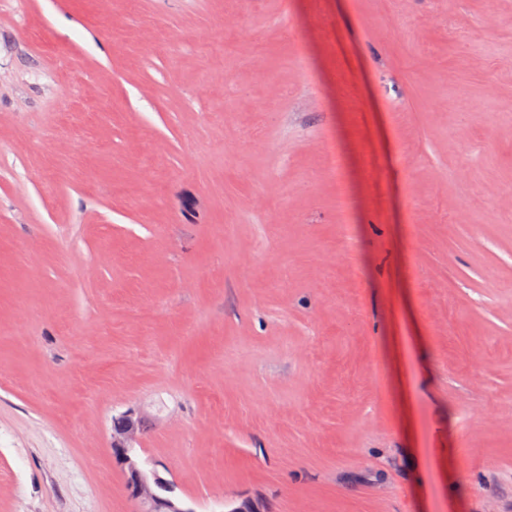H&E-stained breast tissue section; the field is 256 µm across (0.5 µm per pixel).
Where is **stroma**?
<instances>
[{
    "mask_svg": "<svg viewBox=\"0 0 512 512\" xmlns=\"http://www.w3.org/2000/svg\"><path fill=\"white\" fill-rule=\"evenodd\" d=\"M130 409L195 512H512V0H0V512H137Z\"/></svg>",
    "mask_w": 512,
    "mask_h": 512,
    "instance_id": "35a3bbf8",
    "label": "stroma"
}]
</instances>
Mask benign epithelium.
<instances>
[{"mask_svg": "<svg viewBox=\"0 0 512 512\" xmlns=\"http://www.w3.org/2000/svg\"><path fill=\"white\" fill-rule=\"evenodd\" d=\"M140 434V419L127 411L112 430V452L126 481V489L138 505V512H195L176 494L174 481L148 467L134 444Z\"/></svg>", "mask_w": 512, "mask_h": 512, "instance_id": "7a95c632", "label": "benign epithelium"}]
</instances>
